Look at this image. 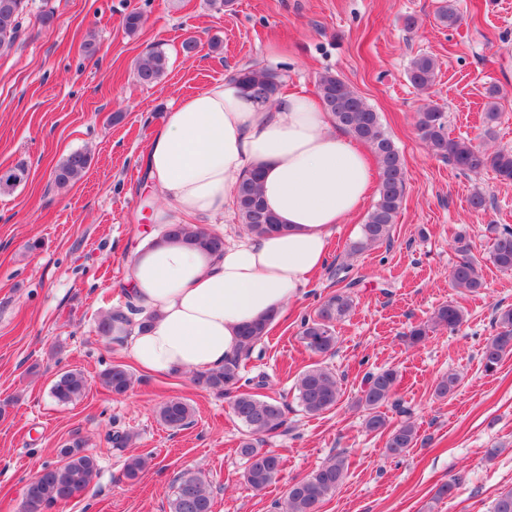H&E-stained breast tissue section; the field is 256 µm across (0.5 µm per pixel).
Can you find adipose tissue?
<instances>
[{"instance_id":"obj_1","label":"adipose tissue","mask_w":512,"mask_h":512,"mask_svg":"<svg viewBox=\"0 0 512 512\" xmlns=\"http://www.w3.org/2000/svg\"><path fill=\"white\" fill-rule=\"evenodd\" d=\"M145 170L162 200L156 224L222 216L254 171L280 222L219 254L152 234L130 255L128 293L148 323H114L112 337L152 376L215 369L235 355L243 326L278 316L327 264L333 228L378 177L366 148L316 98L281 93L268 104L231 80L171 104L151 134Z\"/></svg>"}]
</instances>
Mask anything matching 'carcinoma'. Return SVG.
<instances>
[{"instance_id":"cac0c4a2","label":"carcinoma","mask_w":512,"mask_h":512,"mask_svg":"<svg viewBox=\"0 0 512 512\" xmlns=\"http://www.w3.org/2000/svg\"><path fill=\"white\" fill-rule=\"evenodd\" d=\"M28 0H0V52L10 50L19 37L20 19ZM440 24L454 27L460 19L456 0H440L437 9ZM168 58L164 52L154 50L141 58L136 65V78L143 85H154L165 75ZM437 76V62L428 54H418L410 62L407 78L421 96L422 104L415 112V130L430 154L448 161L462 173H477L491 169L504 181H512V150L484 152L467 138H452L448 134L447 114L432 100ZM232 79L244 85L259 100L266 102L279 93L281 74L257 65L233 74ZM316 89L325 111L335 122L356 139L366 144L377 162L379 182L377 199L361 225L359 238L351 245V253L369 250L390 240L393 224L402 207L406 171L400 152L386 132L379 113L350 84L333 73L318 76ZM499 89H488L484 123L491 127L498 123L500 112L496 99ZM90 164V155L77 150L63 159L55 169V182L60 186L79 181ZM237 218L251 233L264 234L278 228V220L266 208L261 197L259 177L243 179L237 189ZM162 234L180 238L192 245L212 252L224 248V237L204 231L195 224H173ZM456 251L460 259L449 272L453 288L462 293H477L486 288L481 264L470 256V245L462 235L456 237ZM490 260L503 271H512V227L505 225L496 231L490 247ZM350 282L327 296L314 314L304 320L300 339L314 354H328L336 348V323L348 317L354 308ZM134 311L132 302L126 309L119 307L102 317L98 331L110 336L112 321L128 319L127 312ZM273 319L265 318L249 324L241 335V351L224 361V366L212 371L194 374L196 384L207 391L232 395L233 416L244 428L237 452L245 460L243 479L251 488L260 491L283 479L280 455L260 447L263 438L280 430L286 423L284 405L277 400L241 390V361L255 346L268 336ZM464 322L463 311L450 302L439 306L430 319L410 328L405 335L409 345L421 343L431 329L443 327L450 331L459 329ZM496 333L488 337L482 348L485 371L492 372L512 355V307L495 309ZM103 387L115 395L125 394L133 384L131 372L122 364H114L99 375ZM399 374L393 368H381L364 377L357 404L365 411L364 428L369 434L386 435L385 454L389 458L404 456L418 440L414 422L407 419L390 427L380 408L395 396ZM458 377L450 372L441 377L435 393L445 398L454 393ZM89 388L87 378L80 372L68 371L54 381L51 393L60 404L72 403L85 395ZM297 399L302 409L311 416L322 415L337 407L341 398V384L328 367L315 363L301 372L295 382ZM193 415L189 403L180 398L164 401L157 409L159 421L170 429L188 425ZM61 459L54 464H44L24 488L22 512H49L60 502L70 500L71 493L87 490L98 476V464L85 453L83 444L75 440L60 450ZM148 466V458L133 454L124 464L123 476L128 481L137 480ZM348 473L347 457L338 453L329 457L307 476L287 485L282 505L283 512H321L323 504L343 483ZM211 489L200 475L186 471L176 479V486L169 501V512H212Z\"/></svg>"}]
</instances>
